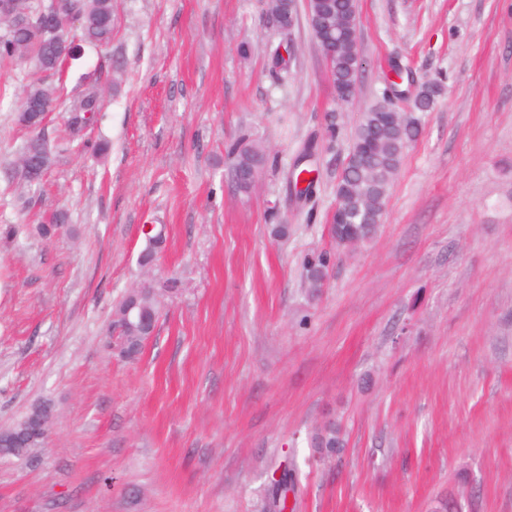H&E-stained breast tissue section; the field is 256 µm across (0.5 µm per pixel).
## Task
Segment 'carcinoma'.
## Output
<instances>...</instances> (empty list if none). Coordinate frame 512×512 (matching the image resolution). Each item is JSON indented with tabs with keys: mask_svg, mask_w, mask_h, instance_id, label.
Listing matches in <instances>:
<instances>
[{
	"mask_svg": "<svg viewBox=\"0 0 512 512\" xmlns=\"http://www.w3.org/2000/svg\"><path fill=\"white\" fill-rule=\"evenodd\" d=\"M54 24L43 20V0H19L20 23L0 35V65L11 64L20 59V53L31 59L34 70L21 97L17 122L29 128L24 115L25 105L35 104L41 109H52L61 95L60 85L53 81L63 63L68 59L74 37L67 22L78 15L84 21L80 38L92 47H106L112 42V0H51ZM310 26L330 20L347 28L354 27L356 0H311ZM358 63L350 55L335 58L331 78L335 86H345L357 77ZM441 91L436 80L418 83V112L429 111ZM392 99L382 93L374 106L361 113L352 135L345 163L336 182V205L330 230L341 245L345 241L354 244L371 239L376 233L385 213L390 188L398 174L403 156L409 145L420 134L418 117L395 120L391 116ZM103 109L101 88L90 83L73 100L67 118L66 130L69 139L76 138L94 115ZM327 152L341 150L339 131L332 124L321 142L311 138L304 143L302 155L310 156L316 146ZM231 169L237 174L254 165L261 167L270 156L261 153L241 135L225 145ZM53 163V156L44 137L37 134L30 138L21 152L17 172L26 183H39ZM331 254L324 252L305 262V281L310 293L322 287L329 274ZM122 328L125 346L120 356L133 360L141 353L144 343L153 335L159 319L157 291L149 282L141 283L137 294L125 295L115 310ZM309 444L313 454L330 457L345 447L346 440L341 424L328 421L315 428ZM298 481L297 468L292 462L281 465V478L272 483L271 493L263 504L268 507L279 503L280 512L287 509L288 492L294 490Z\"/></svg>",
	"mask_w": 512,
	"mask_h": 512,
	"instance_id": "1",
	"label": "carcinoma"
}]
</instances>
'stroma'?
<instances>
[{
    "instance_id": "stroma-1",
    "label": "stroma",
    "mask_w": 512,
    "mask_h": 512,
    "mask_svg": "<svg viewBox=\"0 0 512 512\" xmlns=\"http://www.w3.org/2000/svg\"><path fill=\"white\" fill-rule=\"evenodd\" d=\"M112 4L111 45L63 74L69 94L103 85L86 137L104 151L71 150L57 107L54 164L23 183L29 66L0 68V428L55 409L33 458H0V512H261L288 457L293 512H433L457 491L463 512H512V0H357L352 103L306 11L284 33L265 0ZM392 60L443 91L376 236L340 247L344 155L315 150L307 204L286 174L328 124L350 140ZM242 133L280 162L247 194L224 149ZM59 214L53 236L30 233ZM324 251L312 296L303 262ZM145 281L160 318L123 360L115 307ZM329 420L346 446L321 461L308 439Z\"/></svg>"
}]
</instances>
